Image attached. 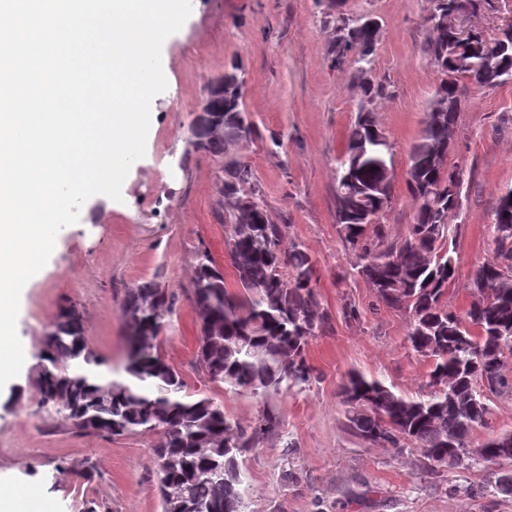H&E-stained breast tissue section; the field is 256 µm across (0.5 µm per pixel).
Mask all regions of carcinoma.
I'll return each instance as SVG.
<instances>
[{
    "label": "carcinoma",
    "instance_id": "1",
    "mask_svg": "<svg viewBox=\"0 0 512 512\" xmlns=\"http://www.w3.org/2000/svg\"><path fill=\"white\" fill-rule=\"evenodd\" d=\"M462 2L476 13L485 0H432L424 17L429 30L424 52L440 83L409 152L406 183L416 212L404 236L390 240L383 225L364 218L393 201L388 168L394 145L380 140L368 107L360 106L336 160L341 241L377 302L409 315L411 348L432 360L427 393L419 399L399 396L362 374L349 375L340 388L346 426L365 443L420 449L429 471L456 466L466 456L487 461L496 454V438L474 446L473 435L488 425L489 396H512V378L503 373L504 359L512 356V189L499 197L493 214L496 254L475 267L465 284L469 307L457 314L445 301L457 278L453 241L465 222L460 193L448 195V131L465 108V84L494 89L512 82V33L500 38L477 31L462 43L448 30V11ZM378 32L370 19L345 26L333 49L336 65L348 61L366 75ZM224 95L229 107L223 125L215 127L202 116L190 136L197 149L226 157L220 192L230 202L225 248L237 291L228 290L212 253L199 249L192 281L197 360L207 378L225 390L269 401L309 385L305 348L331 316L321 303L316 259L298 242L282 247V225L273 222L261 196L245 190L251 167L230 156L254 132L240 108L242 82L234 71L224 73ZM451 216L459 223H450ZM169 308L167 293L154 281L129 289L122 316L138 345L125 360L124 378L106 384L92 376L103 361L87 344L80 313L72 307L60 312L39 354L40 405L87 433L160 434L152 455L162 512H244L239 458L279 432L280 416L265 404L246 428L212 398L187 393L179 372L160 354L163 311Z\"/></svg>",
    "mask_w": 512,
    "mask_h": 512
}]
</instances>
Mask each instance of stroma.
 <instances>
[{
	"label": "stroma",
	"instance_id": "obj_1",
	"mask_svg": "<svg viewBox=\"0 0 512 512\" xmlns=\"http://www.w3.org/2000/svg\"><path fill=\"white\" fill-rule=\"evenodd\" d=\"M192 13L162 47L165 92L152 109L157 122L146 151L130 169L121 201L89 198L76 224L58 234L55 250L31 283L17 332L29 358L16 383L0 391V481H36L56 512H161L152 463L155 434H87L39 406L35 380L42 340L59 310L73 306L90 349L113 377L123 374L127 291L153 280L172 310L160 353L189 393L224 406L241 426L261 398L236 395L208 380L196 357L198 316L191 297L195 255L207 246L226 281L224 160L193 148L190 127L209 82L233 70L243 81L242 107L256 127L235 146L284 243L301 242L317 261L318 288L332 314L329 328L309 339L306 361L315 379L306 391L279 395L277 436L247 451L246 512H512V497L472 496L470 487L512 461L464 459L452 469L423 470L420 451L366 445L345 426L338 395L353 371L384 382L410 399L425 395L432 362L412 351L408 315L377 303L370 283L335 223L336 159L364 97L360 76L336 66L333 47L344 22L372 18L380 40L369 78L380 92L369 102L394 143L393 203L381 217L392 238L404 236L416 204L408 192V150L419 138L426 107L440 81L422 51L423 18L431 0H192ZM449 162L465 167L461 207L467 219L456 237L457 283L450 310L468 307L470 273L493 259V212L512 188V83L466 88ZM355 304L359 321L342 315Z\"/></svg>",
	"mask_w": 512,
	"mask_h": 512
}]
</instances>
